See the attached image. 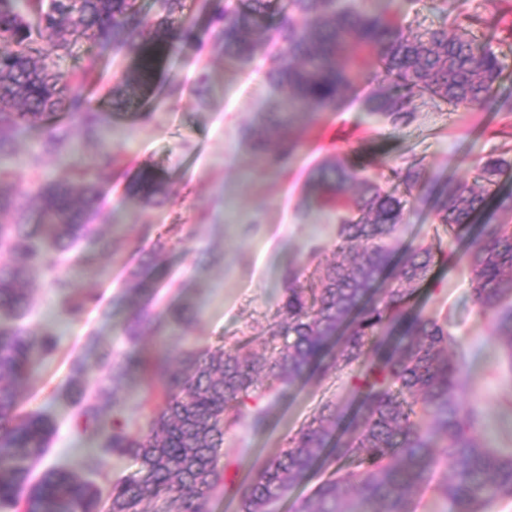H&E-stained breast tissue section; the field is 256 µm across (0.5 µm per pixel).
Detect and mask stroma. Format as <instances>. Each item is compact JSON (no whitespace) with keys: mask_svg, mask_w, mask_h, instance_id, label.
<instances>
[{"mask_svg":"<svg viewBox=\"0 0 512 512\" xmlns=\"http://www.w3.org/2000/svg\"><path fill=\"white\" fill-rule=\"evenodd\" d=\"M368 5L392 17L407 34L442 24L448 6L479 15L472 34L501 59L499 94L512 96V14L503 11L500 0H368ZM92 54L98 61L92 100L101 104L112 132L107 142H85L83 154L93 157L119 146L128 151L101 186L96 222L110 251L97 266L72 271L80 287L95 297L76 322L65 318L42 275L30 276L33 311L25 324L34 333H56L59 342L51 354L34 357L18 399L24 411L48 416L55 427L46 456L32 467V480L50 467H62L106 495L113 481L129 474V464L102 452L95 433L76 430L74 412L81 397L71 386L77 375L86 391L99 389L94 341L111 344L115 358L123 359L129 351L123 329L148 300L165 307L190 303L196 317L183 330L164 327L146 333L138 346L141 356L174 360L191 349L257 342L284 298L285 273L295 271L307 285L316 266L336 258L337 226L346 210L327 202L317 183L326 159L365 162L368 174L382 181L392 168L408 162L419 163L429 180L469 181L480 162L499 154L495 132L512 126V109L454 112L417 98L411 104L412 121L396 128L366 111L364 100L380 79L372 68L356 78L343 110H307L296 118L297 152L288 167L275 170L250 136L261 114L274 110L280 97L267 77L269 51L258 50L245 65L228 68L215 50L179 44L156 74L154 95L134 103L116 93L130 76L134 48L116 50L82 41L61 60V71H78ZM59 127L79 139L75 120L65 113L17 131L14 180L22 189H34L43 179H71L72 158L40 151ZM142 166L167 179L170 195L164 204L143 207L128 200L127 175ZM413 241L445 250L454 246L415 199L406 206L398 245ZM136 281L140 295L125 297V289ZM411 306L426 316L450 312L454 333L475 341L470 371L475 394L487 406L480 435L491 447L512 448V368L493 336L491 316L478 313L471 301L466 271L436 267ZM78 366L83 369L79 375L74 372ZM353 388L348 369L319 384L311 381L278 392L259 382L251 401L270 406V426L257 435L244 427L226 435L224 446L233 460L212 500V512H238L236 490L249 480L254 463L285 448L289 436L324 403H350Z\"/></svg>","mask_w":512,"mask_h":512,"instance_id":"obj_1","label":"stroma"}]
</instances>
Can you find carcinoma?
<instances>
[{
    "label": "carcinoma",
    "instance_id": "1",
    "mask_svg": "<svg viewBox=\"0 0 512 512\" xmlns=\"http://www.w3.org/2000/svg\"><path fill=\"white\" fill-rule=\"evenodd\" d=\"M184 0H162L149 31L141 29L137 0H0V507L22 512H98L92 484L74 472L51 467L27 488L29 462L43 454L53 432L42 416L17 413L16 387L30 372L33 357L56 346L51 333L34 334L14 322L31 309L30 273L39 271L62 301L64 315L79 319L92 300L61 264L74 255L78 266L96 265L104 244L97 225L99 184L112 177L122 159L105 151L75 165L81 191L69 182L46 180L32 191L10 182L14 134L19 129L67 112L88 138H98L108 123L95 110L88 85L96 60L89 56L78 75H66L59 60L71 43L136 47L133 86L152 85L175 44L194 40L224 53L231 66L245 63L272 42L283 50L273 61L271 82L282 89L269 146L271 165L284 169L297 149L294 113L311 108L338 112L345 91L368 59L385 79L405 88H384L365 101L366 110L394 127L407 124L410 96L444 103L454 111L492 108L503 64L479 48L461 14L448 23L406 36L365 0H213L212 29L183 26ZM52 41V52L40 45ZM504 154L477 167L474 185L435 181L424 197L431 213L453 240L467 237L482 216L487 220L462 252L437 254L421 243L394 259L407 200L364 175L366 165L326 161L320 182L338 193L355 184L352 215L337 229L340 259L319 270L318 286L298 283L288 271L277 319L269 324L261 348L197 349L173 364L163 358L130 354L118 361L108 344L100 349L104 387L113 415L102 423L98 406L88 402L76 421L95 425L102 447L130 458L136 469L112 484L107 512H210L222 480L224 434L244 423L253 433L269 424V408L249 412L242 405L260 379L281 388L303 378L319 381L345 369L357 372L355 407L322 406L278 455L260 464L239 490V512H273L274 507L311 474L336 465L313 492L297 501L296 512H413V495L444 466L449 477L437 485L449 512H491L512 500V451L492 448L479 436L487 413L471 396L469 346L450 331L448 316L423 317L409 302L440 263H464L479 311L492 315L494 336L512 368V226L497 217L512 216V131H500ZM48 150L78 151L58 130ZM407 190L422 188L416 164L393 170ZM167 193L164 176L139 169L129 196L146 207ZM161 312L143 304L125 328L130 344L155 323ZM141 374L161 402L146 430L131 434L122 418L119 393Z\"/></svg>",
    "mask_w": 512,
    "mask_h": 512
}]
</instances>
